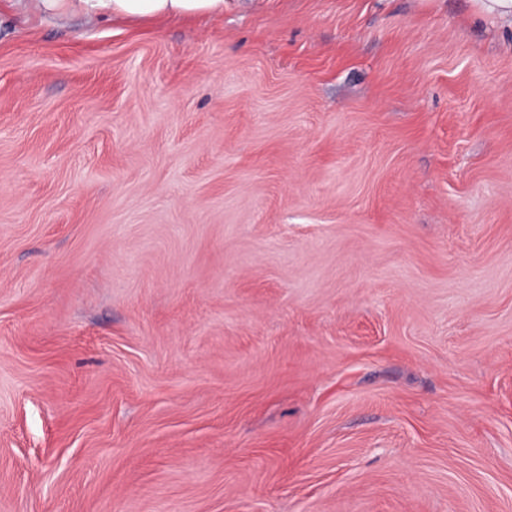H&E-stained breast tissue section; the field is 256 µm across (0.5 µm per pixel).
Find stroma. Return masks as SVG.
I'll list each match as a JSON object with an SVG mask.
<instances>
[{
  "mask_svg": "<svg viewBox=\"0 0 512 512\" xmlns=\"http://www.w3.org/2000/svg\"><path fill=\"white\" fill-rule=\"evenodd\" d=\"M0 512H512V31L0 0ZM33 1L47 16L81 15L91 19L149 20L188 15L223 17L227 0H17Z\"/></svg>",
  "mask_w": 512,
  "mask_h": 512,
  "instance_id": "1",
  "label": "stroma"
}]
</instances>
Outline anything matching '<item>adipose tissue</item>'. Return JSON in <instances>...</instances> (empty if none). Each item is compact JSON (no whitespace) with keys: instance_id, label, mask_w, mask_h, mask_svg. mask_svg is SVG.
<instances>
[{"instance_id":"obj_1","label":"adipose tissue","mask_w":512,"mask_h":512,"mask_svg":"<svg viewBox=\"0 0 512 512\" xmlns=\"http://www.w3.org/2000/svg\"><path fill=\"white\" fill-rule=\"evenodd\" d=\"M225 0H33L47 16L81 15L97 20H149L188 15L220 17Z\"/></svg>"}]
</instances>
